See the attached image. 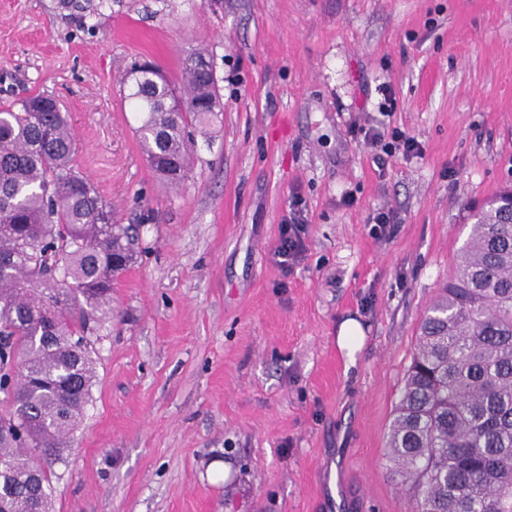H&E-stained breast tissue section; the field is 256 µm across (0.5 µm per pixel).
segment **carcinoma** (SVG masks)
<instances>
[{
	"label": "carcinoma",
	"instance_id": "carcinoma-1",
	"mask_svg": "<svg viewBox=\"0 0 512 512\" xmlns=\"http://www.w3.org/2000/svg\"><path fill=\"white\" fill-rule=\"evenodd\" d=\"M106 0H58L84 19ZM203 54L183 95L130 71L125 100L164 182L188 177L191 134L222 111ZM68 115L37 94L0 109V512H49L50 466L90 400L89 335L135 259L129 228L74 167ZM410 512H512V210L475 215L426 311L388 437Z\"/></svg>",
	"mask_w": 512,
	"mask_h": 512
}]
</instances>
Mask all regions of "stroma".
I'll list each match as a JSON object with an SVG mask.
<instances>
[{"instance_id":"35a3bbf8","label":"stroma","mask_w":512,"mask_h":512,"mask_svg":"<svg viewBox=\"0 0 512 512\" xmlns=\"http://www.w3.org/2000/svg\"><path fill=\"white\" fill-rule=\"evenodd\" d=\"M198 49L224 112L173 187L123 82L145 58L179 81ZM38 93L136 251L91 338L53 512H409L385 449L420 320L474 211L512 189V0H112L90 28L54 0H0V109ZM379 121L424 150L383 177L352 131ZM297 198L308 252L288 270L272 253ZM382 208L398 222L379 238ZM364 337V331L357 319L346 318L339 324L336 342L340 349L346 351L351 363L355 361V352L363 344Z\"/></svg>"}]
</instances>
